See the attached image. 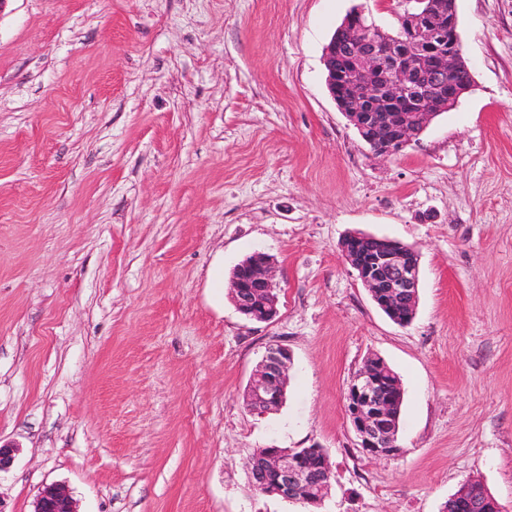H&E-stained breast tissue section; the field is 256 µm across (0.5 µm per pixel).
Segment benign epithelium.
<instances>
[{
  "mask_svg": "<svg viewBox=\"0 0 512 512\" xmlns=\"http://www.w3.org/2000/svg\"><path fill=\"white\" fill-rule=\"evenodd\" d=\"M367 11L360 5L344 17L340 30L347 38L332 37L325 48L324 64L329 94L359 134L373 130V153L398 154L418 131L441 111L454 106L470 90L456 79L465 65L457 36L456 0H407L396 14L398 34L376 25L358 26ZM353 233L341 249L378 307L406 312L400 324L415 317L419 286L416 251L400 242L370 256L349 250L347 241L360 240ZM275 260L255 253L235 266L231 288L236 305L257 321L277 314ZM292 356L287 347L272 344L265 351L246 390L250 409L261 413L277 410L285 401ZM387 381L369 367L349 383L345 412L359 439V447L371 457L397 453L394 445L392 398ZM263 468H249L253 488L263 485L261 476L274 480L271 494L284 500L321 504L329 486H317L318 469L331 470L328 456L317 459L308 449L270 448ZM33 512H76L70 492L59 484L44 487Z\"/></svg>",
  "mask_w": 512,
  "mask_h": 512,
  "instance_id": "7a95c632",
  "label": "benign epithelium"
}]
</instances>
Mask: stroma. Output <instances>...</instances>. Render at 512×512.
Wrapping results in <instances>:
<instances>
[{"instance_id": "35a3bbf8", "label": "stroma", "mask_w": 512, "mask_h": 512, "mask_svg": "<svg viewBox=\"0 0 512 512\" xmlns=\"http://www.w3.org/2000/svg\"><path fill=\"white\" fill-rule=\"evenodd\" d=\"M395 0H0V512H307L257 493L259 448H322L319 512H441L467 479L512 512V0H457L474 86L392 157L326 86L323 50ZM419 254L392 322L340 244ZM274 257L278 314L225 282ZM292 354L279 410L244 392ZM403 391L397 455L357 446L368 357ZM33 512H77L70 492L59 484L44 487L34 502Z\"/></svg>"}]
</instances>
